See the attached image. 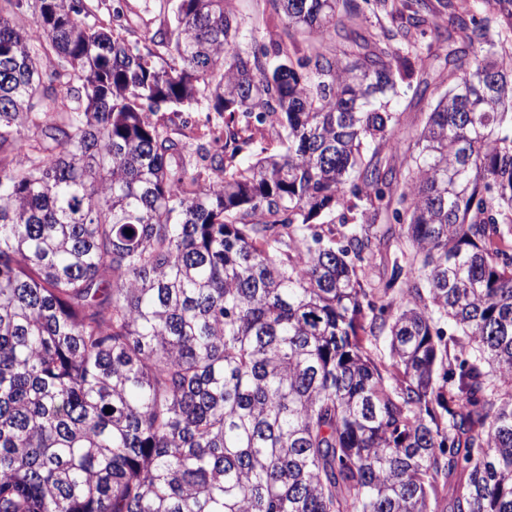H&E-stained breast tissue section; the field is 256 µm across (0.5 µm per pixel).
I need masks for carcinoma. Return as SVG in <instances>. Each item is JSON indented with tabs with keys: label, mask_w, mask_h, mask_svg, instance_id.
<instances>
[{
	"label": "carcinoma",
	"mask_w": 512,
	"mask_h": 512,
	"mask_svg": "<svg viewBox=\"0 0 512 512\" xmlns=\"http://www.w3.org/2000/svg\"><path fill=\"white\" fill-rule=\"evenodd\" d=\"M266 2L269 39L175 0L161 55L0 0V512H512V0L454 16L444 89L446 0L340 54L357 0ZM381 224L410 256L371 288ZM460 2H461V0H448V9H447L448 14L444 15L445 19H448V23L446 21L442 22L440 19H438L439 22L444 23L445 25L447 24L448 41H447V43L442 44L440 49H437L438 44H434L433 48H432L433 54L440 56L439 61H437L435 63V66L439 71L443 70V76L445 79L448 76V70L451 69L453 66L452 59L455 58V56H450L449 57L450 62L446 64V62H445L446 54H448V52H450V51L455 50V51H459L458 56H462L464 54V51L466 52V54H468V56H470V52H471V47L469 46V44L464 42L460 38L459 34L457 33L456 29L454 28V25L451 24V19L461 9ZM432 91L433 89L430 88L423 96V99H414L410 104L411 94H409L407 98L402 99L396 106V112L400 113L398 131L401 137L409 141L410 137L421 129L425 119V112H428L431 103L434 101ZM154 118L161 119V121H168L169 119H172L180 128H182L184 133L194 139L192 142L195 144H206V138L203 136L204 114L185 112L184 114L180 113L176 115L173 112L162 110L161 112H158ZM183 122H186L184 125H187V128L182 127Z\"/></svg>",
	"instance_id": "carcinoma-1"
}]
</instances>
